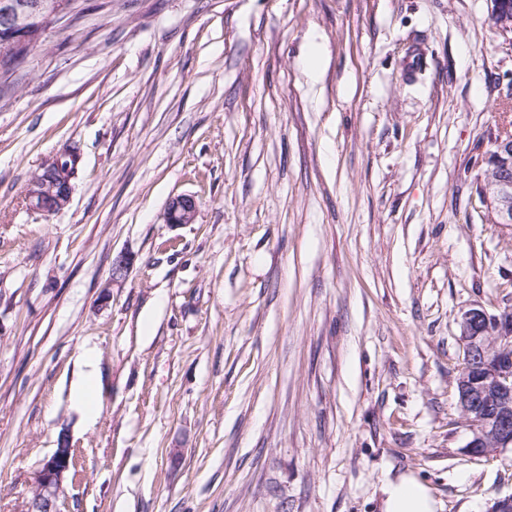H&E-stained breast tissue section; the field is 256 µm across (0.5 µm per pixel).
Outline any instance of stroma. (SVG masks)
I'll use <instances>...</instances> for the list:
<instances>
[{
    "mask_svg": "<svg viewBox=\"0 0 512 512\" xmlns=\"http://www.w3.org/2000/svg\"><path fill=\"white\" fill-rule=\"evenodd\" d=\"M509 126L487 0H74L0 88V512L63 435L57 512H381L402 474L491 512L512 453L467 449L458 320L512 311L477 190ZM72 156V153L58 152L52 157V167H48V164L43 166L41 168L43 170L41 179L34 178L30 183L27 191L29 206L45 217L59 212L70 201L73 190L71 181L74 176L66 175V173L61 171H55L54 167L56 170H58V166L65 168L70 162L72 163L70 170H72ZM198 201L192 195L172 198L165 210L164 221L168 224H191L195 220ZM76 397L82 412L89 419H95L99 414V406L93 371L86 374L85 379L76 391Z\"/></svg>",
    "mask_w": 512,
    "mask_h": 512,
    "instance_id": "obj_1",
    "label": "stroma"
}]
</instances>
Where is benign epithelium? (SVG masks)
<instances>
[{"mask_svg":"<svg viewBox=\"0 0 512 512\" xmlns=\"http://www.w3.org/2000/svg\"><path fill=\"white\" fill-rule=\"evenodd\" d=\"M63 0H0V56L15 55L25 25L34 18L52 23L67 10ZM488 16L507 34L512 31V14L505 0H489ZM493 160L500 167L498 196L488 202L495 224H512V133L498 134L492 143ZM41 178L33 179L27 191L29 206L49 217L69 203L73 176L43 166ZM198 201L192 195L172 198L165 210L167 224H191ZM464 360L457 379L458 405L472 438L471 452L501 454L512 447V314L488 313L475 306L462 312L459 319ZM74 466L69 439H58L57 448L35 477V492L28 512H57L56 498L65 474Z\"/></svg>","mask_w":512,"mask_h":512,"instance_id":"benign-epithelium-1","label":"benign epithelium"}]
</instances>
